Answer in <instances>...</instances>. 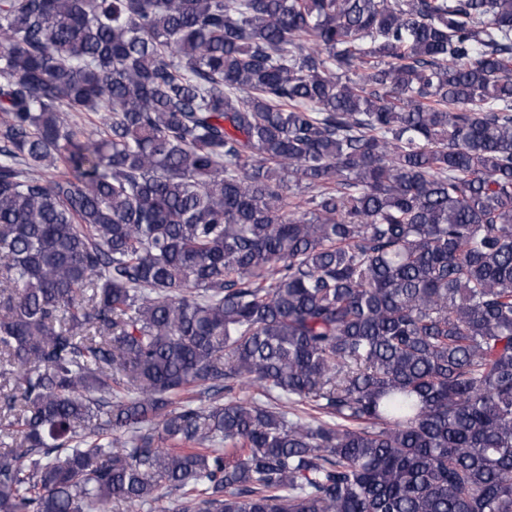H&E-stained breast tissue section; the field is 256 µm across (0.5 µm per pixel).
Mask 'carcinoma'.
Wrapping results in <instances>:
<instances>
[{"mask_svg": "<svg viewBox=\"0 0 512 512\" xmlns=\"http://www.w3.org/2000/svg\"><path fill=\"white\" fill-rule=\"evenodd\" d=\"M0 380V512H512V0H0ZM180 498L178 493L166 494L165 497L156 504L154 509L142 508L139 505L123 504L114 507L112 512H178Z\"/></svg>", "mask_w": 512, "mask_h": 512, "instance_id": "obj_1", "label": "carcinoma"}]
</instances>
